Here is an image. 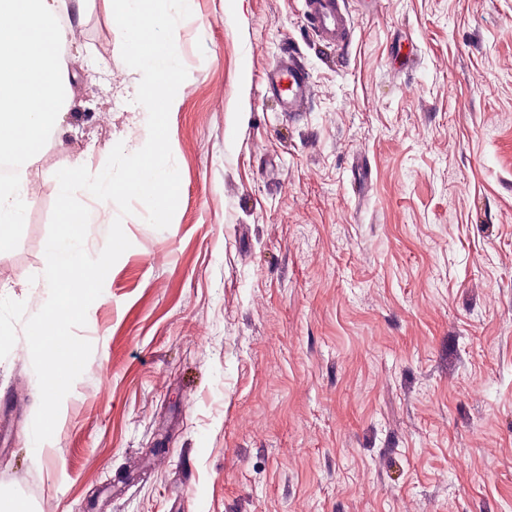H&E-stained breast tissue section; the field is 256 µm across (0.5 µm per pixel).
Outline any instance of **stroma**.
<instances>
[{
	"label": "stroma",
	"instance_id": "1",
	"mask_svg": "<svg viewBox=\"0 0 512 512\" xmlns=\"http://www.w3.org/2000/svg\"><path fill=\"white\" fill-rule=\"evenodd\" d=\"M353 19L340 54L299 0H194L177 210L125 225L42 459L25 337L0 360V512H512V0ZM80 30L65 132L0 252L30 315L54 172L146 142L103 0ZM290 48L312 86L291 115L264 84Z\"/></svg>",
	"mask_w": 512,
	"mask_h": 512
}]
</instances>
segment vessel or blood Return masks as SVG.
Instances as JSON below:
<instances>
[{
	"label": "vessel or blood",
	"instance_id": "obj_1",
	"mask_svg": "<svg viewBox=\"0 0 512 512\" xmlns=\"http://www.w3.org/2000/svg\"><path fill=\"white\" fill-rule=\"evenodd\" d=\"M377 4L378 0H301V11L317 38L344 48L354 33L353 12L370 14ZM265 81L278 95L283 111H298L309 98V76L295 55L281 57L268 67Z\"/></svg>",
	"mask_w": 512,
	"mask_h": 512
}]
</instances>
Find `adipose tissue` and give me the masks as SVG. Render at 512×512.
Returning <instances> with one entry per match:
<instances>
[{"label":"adipose tissue","instance_id":"1","mask_svg":"<svg viewBox=\"0 0 512 512\" xmlns=\"http://www.w3.org/2000/svg\"><path fill=\"white\" fill-rule=\"evenodd\" d=\"M62 0H0V158L15 174L0 183V250L23 223L30 203L28 171L63 132L71 74L62 55L72 25Z\"/></svg>","mask_w":512,"mask_h":512}]
</instances>
